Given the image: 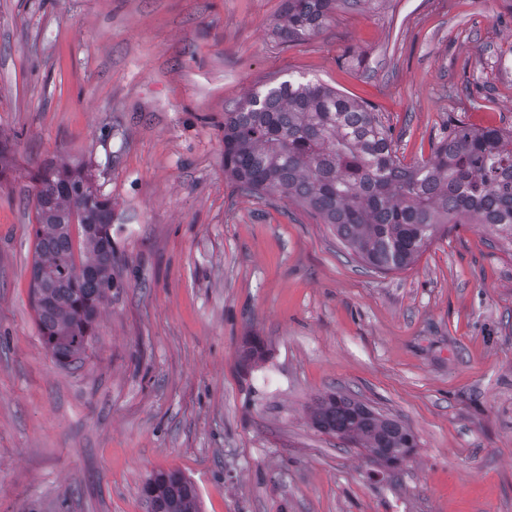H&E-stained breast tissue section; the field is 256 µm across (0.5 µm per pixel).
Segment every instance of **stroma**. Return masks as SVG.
Segmentation results:
<instances>
[{
    "label": "stroma",
    "instance_id": "1",
    "mask_svg": "<svg viewBox=\"0 0 512 512\" xmlns=\"http://www.w3.org/2000/svg\"><path fill=\"white\" fill-rule=\"evenodd\" d=\"M284 7L0 0V512H149L160 470L200 512H512V232L454 224L376 273L224 172L225 112L291 76L374 106L408 163L453 120L512 127V0H373L290 43ZM62 162L112 202L115 285L78 369L30 293L31 176ZM336 391L409 427L412 456L318 431Z\"/></svg>",
    "mask_w": 512,
    "mask_h": 512
}]
</instances>
